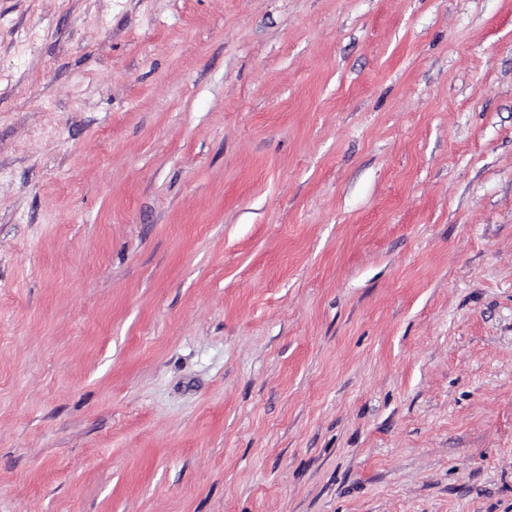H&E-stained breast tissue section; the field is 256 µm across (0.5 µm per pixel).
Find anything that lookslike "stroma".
Returning a JSON list of instances; mask_svg holds the SVG:
<instances>
[{"mask_svg": "<svg viewBox=\"0 0 512 512\" xmlns=\"http://www.w3.org/2000/svg\"><path fill=\"white\" fill-rule=\"evenodd\" d=\"M0 512H512V0H0Z\"/></svg>", "mask_w": 512, "mask_h": 512, "instance_id": "stroma-1", "label": "stroma"}]
</instances>
